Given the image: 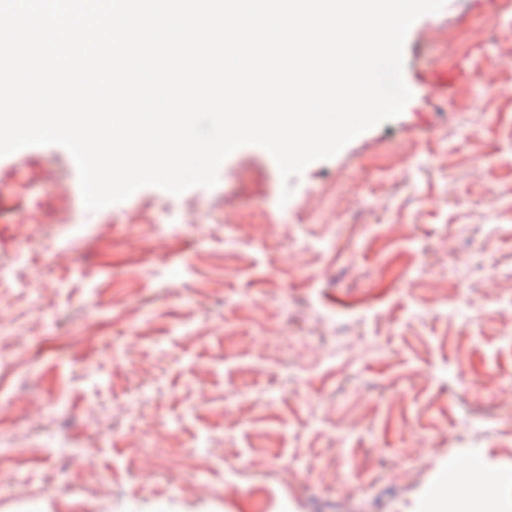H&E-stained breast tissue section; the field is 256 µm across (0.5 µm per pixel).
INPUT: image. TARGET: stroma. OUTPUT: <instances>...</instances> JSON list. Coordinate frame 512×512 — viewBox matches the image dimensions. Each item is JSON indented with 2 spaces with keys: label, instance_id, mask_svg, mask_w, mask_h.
I'll return each instance as SVG.
<instances>
[{
  "label": "stroma",
  "instance_id": "35a3bbf8",
  "mask_svg": "<svg viewBox=\"0 0 512 512\" xmlns=\"http://www.w3.org/2000/svg\"><path fill=\"white\" fill-rule=\"evenodd\" d=\"M497 6L419 17L401 114L287 181L247 145L90 212L66 148L0 157V512H420L512 469Z\"/></svg>",
  "mask_w": 512,
  "mask_h": 512
}]
</instances>
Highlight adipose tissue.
<instances>
[{
  "label": "adipose tissue",
  "mask_w": 512,
  "mask_h": 512,
  "mask_svg": "<svg viewBox=\"0 0 512 512\" xmlns=\"http://www.w3.org/2000/svg\"><path fill=\"white\" fill-rule=\"evenodd\" d=\"M423 512H512V470L504 471L494 488L442 478L427 496Z\"/></svg>",
  "instance_id": "obj_1"
}]
</instances>
